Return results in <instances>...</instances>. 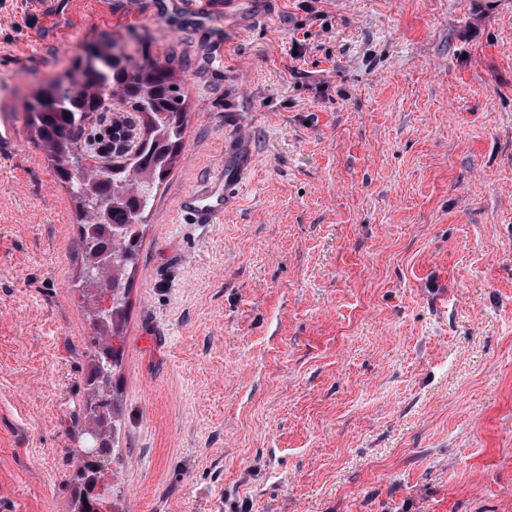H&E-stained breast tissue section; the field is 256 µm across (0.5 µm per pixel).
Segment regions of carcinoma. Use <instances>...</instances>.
I'll list each match as a JSON object with an SVG mask.
<instances>
[{
  "instance_id": "carcinoma-1",
  "label": "carcinoma",
  "mask_w": 512,
  "mask_h": 512,
  "mask_svg": "<svg viewBox=\"0 0 512 512\" xmlns=\"http://www.w3.org/2000/svg\"><path fill=\"white\" fill-rule=\"evenodd\" d=\"M113 41L104 40L87 51L71 71L40 88L25 105L26 124L44 142L56 166L58 176L67 184L75 182L67 161L72 154L89 146L84 136L85 117L99 110L104 99H115L122 106L142 115V136L127 161L105 172L95 167L82 168L83 189L75 195L84 227L102 229L101 210L92 200L101 197L110 203L105 224L125 227L119 240H112V265L95 267L91 284L112 283V316L105 321L90 320L101 343L99 357L109 358L108 368L117 369L123 358L121 321L127 296L122 294V266L131 264L138 246L136 224L142 223L152 208L151 190L159 185L172 168L181 147L185 114L182 79L171 64H160L142 49L135 54L112 53ZM116 411L113 401L104 413L93 415V425L101 434L97 460L85 454L77 457L76 479L81 482L78 512H93L83 507L94 476L106 468L115 445Z\"/></svg>"
}]
</instances>
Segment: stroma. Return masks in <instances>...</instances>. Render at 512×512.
<instances>
[{"label":"stroma","mask_w":512,"mask_h":512,"mask_svg":"<svg viewBox=\"0 0 512 512\" xmlns=\"http://www.w3.org/2000/svg\"><path fill=\"white\" fill-rule=\"evenodd\" d=\"M105 38L187 110L125 276L126 512H512V0H0V512H75L81 220L25 104ZM156 9L172 8L179 11L189 22L195 25H209L210 11L212 8L202 7L199 3L206 4L212 0H158ZM237 139V152L226 153L224 164L182 196L178 211L190 224H216L238 204L250 165V146L246 135Z\"/></svg>","instance_id":"35a3bbf8"}]
</instances>
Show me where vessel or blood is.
Listing matches in <instances>:
<instances>
[{"mask_svg":"<svg viewBox=\"0 0 512 512\" xmlns=\"http://www.w3.org/2000/svg\"><path fill=\"white\" fill-rule=\"evenodd\" d=\"M159 7L175 9L195 25L209 23L210 10L201 6L200 0H161ZM113 134L117 142L131 146L138 140L136 126L122 112L113 117ZM238 144L236 153L225 155L219 168L182 196L178 206L181 217L193 224H215L238 204L250 165L247 136L239 135Z\"/></svg>","mask_w":512,"mask_h":512,"instance_id":"1","label":"vessel or blood"}]
</instances>
